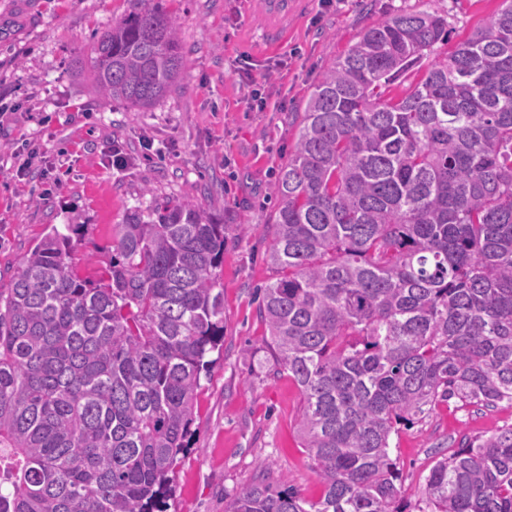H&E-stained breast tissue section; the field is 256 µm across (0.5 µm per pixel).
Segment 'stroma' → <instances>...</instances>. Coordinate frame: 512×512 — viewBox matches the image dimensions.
Here are the masks:
<instances>
[{"mask_svg": "<svg viewBox=\"0 0 512 512\" xmlns=\"http://www.w3.org/2000/svg\"><path fill=\"white\" fill-rule=\"evenodd\" d=\"M175 17L186 66L147 111L102 98L90 71L93 37L134 0H0V288L52 226L75 225L73 263L97 278L112 257V227L135 211L185 201L224 225V347L200 379L187 447L175 465L167 512H224L261 474L308 499L323 486L298 433L301 394L276 373L257 288L274 281L265 260L277 201L272 184L296 137V114L323 71L363 33L399 10L445 16L443 58L501 0H339L306 5L279 45L261 40L250 0H152ZM267 102L250 109L248 83ZM125 165L109 163L112 148ZM32 158L36 177L19 175ZM250 232H242V225ZM512 426V408L439 404L393 436L407 512H421L426 479L458 441Z\"/></svg>", "mask_w": 512, "mask_h": 512, "instance_id": "stroma-1", "label": "stroma"}]
</instances>
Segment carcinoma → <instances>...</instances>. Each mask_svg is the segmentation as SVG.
<instances>
[{
	"instance_id": "obj_1",
	"label": "carcinoma",
	"mask_w": 512,
	"mask_h": 512,
	"mask_svg": "<svg viewBox=\"0 0 512 512\" xmlns=\"http://www.w3.org/2000/svg\"><path fill=\"white\" fill-rule=\"evenodd\" d=\"M100 32L106 99L153 107L185 66L177 21ZM448 20L394 13L306 101L274 182L259 289L298 386L316 500L261 478L224 512H405L392 435L451 398L512 408V0L446 58ZM425 69L404 94L390 86ZM112 227L98 279L53 228L0 289V512H154L224 338V225L196 205ZM425 512H512V426L437 460Z\"/></svg>"
}]
</instances>
